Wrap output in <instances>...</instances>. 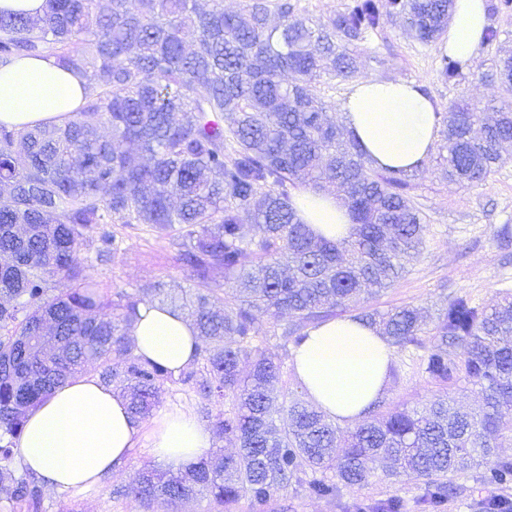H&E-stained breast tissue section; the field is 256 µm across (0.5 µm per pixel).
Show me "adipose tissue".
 I'll list each match as a JSON object with an SVG mask.
<instances>
[{"instance_id": "obj_1", "label": "adipose tissue", "mask_w": 512, "mask_h": 512, "mask_svg": "<svg viewBox=\"0 0 512 512\" xmlns=\"http://www.w3.org/2000/svg\"><path fill=\"white\" fill-rule=\"evenodd\" d=\"M489 25L486 0H454L443 44L450 55L476 58ZM84 79L54 59L18 57L0 65V125L22 129L63 123L85 102ZM435 101L423 85L366 77L341 104L342 124L374 167L415 170L436 148ZM294 207L302 223L328 239L348 237L351 215L333 194L299 191ZM130 337L136 356L172 373L192 364L201 338L169 305H139ZM391 346L377 328L352 316L332 318L305 331L292 348L294 377L306 398L330 419L361 421L390 380ZM172 466L197 462L212 445L209 430L191 414L162 411L143 430L127 402L97 378L84 376L56 389L27 416L15 439L23 467L48 489L82 490L118 472L139 441Z\"/></svg>"}]
</instances>
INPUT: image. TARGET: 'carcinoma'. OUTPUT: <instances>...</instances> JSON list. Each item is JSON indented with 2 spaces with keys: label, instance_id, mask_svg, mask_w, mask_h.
<instances>
[{
  "label": "carcinoma",
  "instance_id": "cac0c4a2",
  "mask_svg": "<svg viewBox=\"0 0 512 512\" xmlns=\"http://www.w3.org/2000/svg\"><path fill=\"white\" fill-rule=\"evenodd\" d=\"M387 5L430 44L446 33L453 0ZM382 20L378 0H350L323 23L286 0H243L238 13L224 0H46L39 18L0 16L1 65L50 57L88 88L61 125L0 126V475L18 469L14 439L28 412L93 374L122 387L138 420L166 383L195 385L216 408L213 431L236 448L212 449L176 471L141 467L127 495L143 508L163 496L228 508L247 495L261 505L308 474L311 495L334 498L342 485L367 483L379 463L388 476L426 481L432 507L453 491L450 474L512 482V457L493 438L512 413V297L491 308L454 297L430 326L409 305L364 310L365 295L392 287L423 247V217L406 195L413 172L373 167L310 87L324 76L357 77L351 46ZM439 75L456 81L462 67L445 55ZM485 77L511 92L512 57L492 60ZM439 120L443 174L485 182L512 143V96L480 112L460 99ZM300 187L341 197L349 238L327 240L300 222L292 200ZM246 219L258 233L245 230ZM100 224L178 230L176 260L193 287L152 291L210 339L203 373L175 379L134 356L128 331L138 299L102 298L78 259ZM225 287L235 290L228 307ZM347 311L379 326L392 347L425 351L424 372L436 383L477 385L480 411L438 398L342 429L294 398L274 416L280 364L261 347L262 318L288 317L282 337L297 344L307 324ZM450 347L462 349L460 361L448 359ZM490 458L494 466L480 471ZM40 496L25 470L0 482L1 500L33 512Z\"/></svg>",
  "mask_w": 512,
  "mask_h": 512
}]
</instances>
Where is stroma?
Returning a JSON list of instances; mask_svg holds the SVG:
<instances>
[{
  "label": "stroma",
  "mask_w": 512,
  "mask_h": 512,
  "mask_svg": "<svg viewBox=\"0 0 512 512\" xmlns=\"http://www.w3.org/2000/svg\"><path fill=\"white\" fill-rule=\"evenodd\" d=\"M488 18L499 38L482 45L477 57L464 64L459 82L441 80L444 51L439 44L421 43L400 18L389 16L380 29L358 44L359 74L421 83L442 113L463 97L483 108L502 94L500 84L486 82L483 72L492 58L512 52V12H492ZM506 156V162L485 183L467 187L443 179L434 160L419 168L409 194L425 217L423 251L396 285L370 298L371 307L383 311L411 305L433 322L451 297L463 296L489 306L512 294V147ZM107 230L122 241L111 259L98 260L100 241L95 232L78 253L99 293L115 302L126 294L151 302L155 296L146 292V285L160 282L169 289L187 287V272L175 260L170 235L140 224H111ZM286 324V319L265 317L264 327L272 335L263 348L281 365L278 391L298 398L302 392L293 374L291 346L275 335ZM393 366L397 375L390 379L384 395L386 406H416L444 394L469 408L481 403L477 386L467 381L446 388L432 382L423 371L421 353L396 352ZM156 462L147 449H135L123 470L104 477L91 490L60 494L42 489L38 512H170L164 502L145 509L122 493L137 469ZM451 481L455 494L435 509L420 501L422 482L404 479L393 483L377 472L365 485L341 487L335 499L313 498L306 484L294 482L263 505L241 497L231 512H373L377 503L392 497L401 500L402 512H485L488 500L512 499V484L483 483L471 472L456 474Z\"/></svg>",
  "instance_id": "stroma-1"
}]
</instances>
